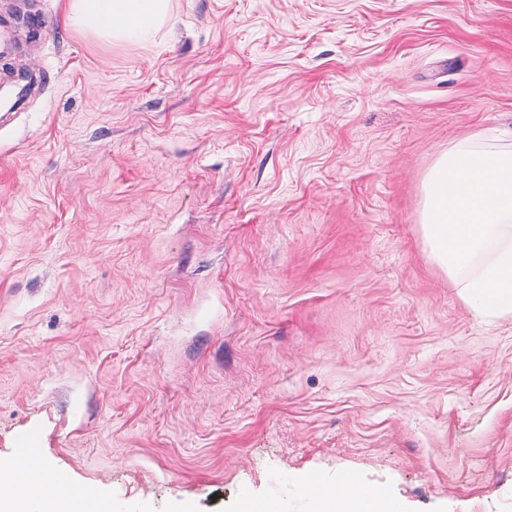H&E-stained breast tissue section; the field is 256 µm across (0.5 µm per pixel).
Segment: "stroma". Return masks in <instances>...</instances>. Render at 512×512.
<instances>
[{"label": "stroma", "instance_id": "35a3bbf8", "mask_svg": "<svg viewBox=\"0 0 512 512\" xmlns=\"http://www.w3.org/2000/svg\"><path fill=\"white\" fill-rule=\"evenodd\" d=\"M0 0V457L112 512H512V317L429 259L439 155L512 145V0ZM40 19L31 34L26 14ZM169 0H65L67 24L110 43L152 39L169 20ZM317 505V512H396L394 505L387 502L377 491L360 493L350 490L340 494L330 490L324 494H311Z\"/></svg>", "mask_w": 512, "mask_h": 512}]
</instances>
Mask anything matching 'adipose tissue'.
<instances>
[{"instance_id": "adipose-tissue-1", "label": "adipose tissue", "mask_w": 512, "mask_h": 512, "mask_svg": "<svg viewBox=\"0 0 512 512\" xmlns=\"http://www.w3.org/2000/svg\"><path fill=\"white\" fill-rule=\"evenodd\" d=\"M68 25L83 35L110 43L150 40L169 20V0H65ZM44 460L30 453L10 467L0 466V512H110L95 495H66L57 491L58 475L45 471ZM36 483L49 496L31 500L16 494L17 486ZM317 512H394L391 503L376 491L315 495Z\"/></svg>"}]
</instances>
